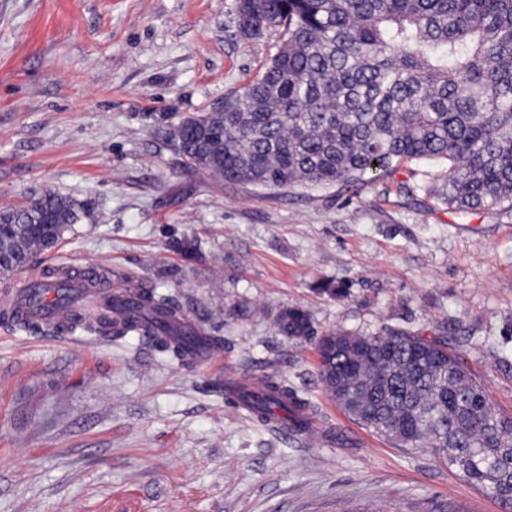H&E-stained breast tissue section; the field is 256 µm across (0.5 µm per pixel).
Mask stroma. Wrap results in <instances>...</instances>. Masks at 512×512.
Returning <instances> with one entry per match:
<instances>
[{
  "label": "stroma",
  "mask_w": 512,
  "mask_h": 512,
  "mask_svg": "<svg viewBox=\"0 0 512 512\" xmlns=\"http://www.w3.org/2000/svg\"><path fill=\"white\" fill-rule=\"evenodd\" d=\"M281 41L240 37L236 0H0V208L46 189L95 203L26 274L131 273L224 339L220 363L180 367L134 337L0 323V512H503L345 415L313 344L275 316L299 305L321 331L458 340L512 416V208L453 213L431 193L442 163L356 194L189 177L159 139L252 81ZM230 373L286 379L326 428L260 426L226 401Z\"/></svg>",
  "instance_id": "stroma-1"
}]
</instances>
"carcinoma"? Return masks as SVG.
<instances>
[{
    "mask_svg": "<svg viewBox=\"0 0 512 512\" xmlns=\"http://www.w3.org/2000/svg\"><path fill=\"white\" fill-rule=\"evenodd\" d=\"M249 39L284 32L263 72L161 137L189 171L243 185L339 184L391 178L405 162H443L441 201L460 214L512 205V0H237ZM94 204L58 191L0 208V274L91 219ZM87 330L135 335L190 365L224 345L184 336L177 298L137 284L99 298ZM279 332L311 342L326 394L346 414L411 450L431 453L512 512V417L499 413L442 337L405 330L318 332L310 314L278 312ZM242 393L262 425L315 408L270 375Z\"/></svg>",
    "mask_w": 512,
    "mask_h": 512,
    "instance_id": "obj_1",
    "label": "carcinoma"
}]
</instances>
